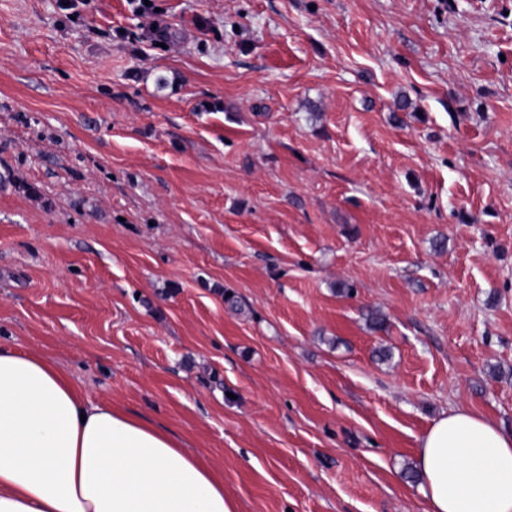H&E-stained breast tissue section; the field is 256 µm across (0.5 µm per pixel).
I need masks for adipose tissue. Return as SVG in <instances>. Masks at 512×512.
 Here are the masks:
<instances>
[{
  "label": "adipose tissue",
  "instance_id": "1",
  "mask_svg": "<svg viewBox=\"0 0 512 512\" xmlns=\"http://www.w3.org/2000/svg\"><path fill=\"white\" fill-rule=\"evenodd\" d=\"M425 512H512V435L443 414L419 442ZM0 512H234L165 432L87 400L33 353L0 348Z\"/></svg>",
  "mask_w": 512,
  "mask_h": 512
}]
</instances>
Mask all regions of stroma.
<instances>
[{
	"instance_id": "obj_1",
	"label": "stroma",
	"mask_w": 512,
	"mask_h": 512,
	"mask_svg": "<svg viewBox=\"0 0 512 512\" xmlns=\"http://www.w3.org/2000/svg\"><path fill=\"white\" fill-rule=\"evenodd\" d=\"M155 4L0 0V347L234 512H425L438 417L512 434V0Z\"/></svg>"
}]
</instances>
